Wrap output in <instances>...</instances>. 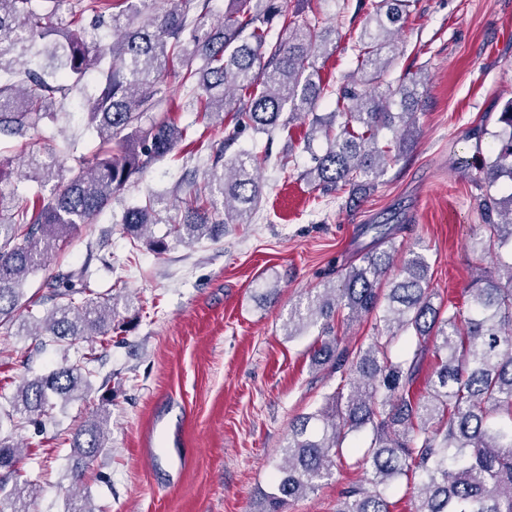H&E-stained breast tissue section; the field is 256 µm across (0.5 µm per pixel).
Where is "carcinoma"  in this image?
<instances>
[{
  "mask_svg": "<svg viewBox=\"0 0 512 512\" xmlns=\"http://www.w3.org/2000/svg\"><path fill=\"white\" fill-rule=\"evenodd\" d=\"M58 0H0V138H21L28 156L25 176L45 184L59 176L53 155L26 139L28 130L56 119L57 98L83 92L96 73L98 92L80 101L87 125L99 138L95 165L69 170L62 189L20 207L0 195V323L12 322L25 306L23 286L59 241L78 224H92L131 180L191 138L179 126L159 87L167 69L178 67L181 86L191 93L202 120L233 113L236 129L272 136L291 120L313 111L323 88L316 81L315 50L336 45L338 28L319 20L293 23L288 38L272 39L274 18L287 0H230L224 22L202 25L210 0H138L110 14L112 39L89 45L84 15L102 16V0H88L59 31L53 18ZM419 0H371L356 37L358 79L336 91V111L313 131L326 140L304 178L325 191L362 190L410 149L415 114L425 92L420 72L391 77L405 47L393 35ZM478 208L484 224L474 249L492 257L498 277L482 275L469 288L467 310L433 302L430 266L409 251L391 276L396 246L362 256L348 267L341 285L323 286L307 306L288 318V336L319 328L315 367L330 366L340 383L322 406L295 418L277 467L275 491L262 512H282L290 499L315 491L332 476L350 435L367 431L370 444L359 463L364 481L342 493L337 512H390L387 492L401 477L419 478L416 512H512V101L498 117ZM269 156L239 151L216 153L207 186L223 197L217 211L210 196L195 191L182 199L184 213L148 195L128 208L123 226L133 240L151 238V225L167 213L170 233L186 243L215 240L229 224H246L262 188L254 171ZM81 277L52 285L55 304L35 329L33 313L19 330L71 342L89 336L107 340L114 316L112 295L86 293ZM375 315V334L356 347L340 346L331 335L336 313ZM411 351H395L402 337ZM437 366L426 390L417 389L428 352ZM86 360L62 365L19 387L13 410L40 416L52 398L69 400L89 387ZM110 410L102 404L73 438L72 471L106 448ZM21 447L0 437V492L22 500L18 483Z\"/></svg>",
  "mask_w": 512,
  "mask_h": 512,
  "instance_id": "obj_1",
  "label": "carcinoma"
}]
</instances>
